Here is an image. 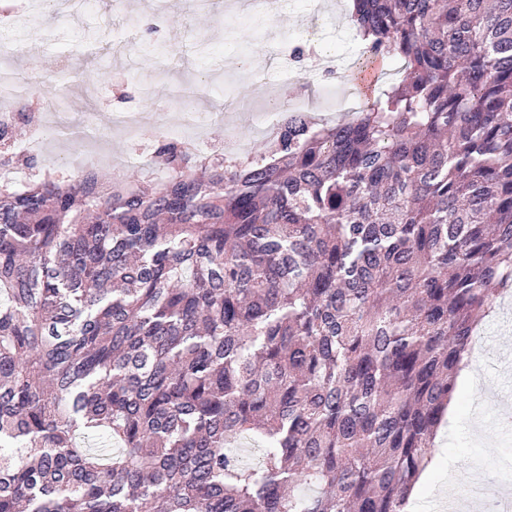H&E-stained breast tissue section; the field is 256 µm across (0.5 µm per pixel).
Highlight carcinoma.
Instances as JSON below:
<instances>
[{
  "label": "carcinoma",
  "instance_id": "carcinoma-1",
  "mask_svg": "<svg viewBox=\"0 0 512 512\" xmlns=\"http://www.w3.org/2000/svg\"><path fill=\"white\" fill-rule=\"evenodd\" d=\"M350 20L401 72L350 120L0 185V512H404L512 288V0Z\"/></svg>",
  "mask_w": 512,
  "mask_h": 512
}]
</instances>
